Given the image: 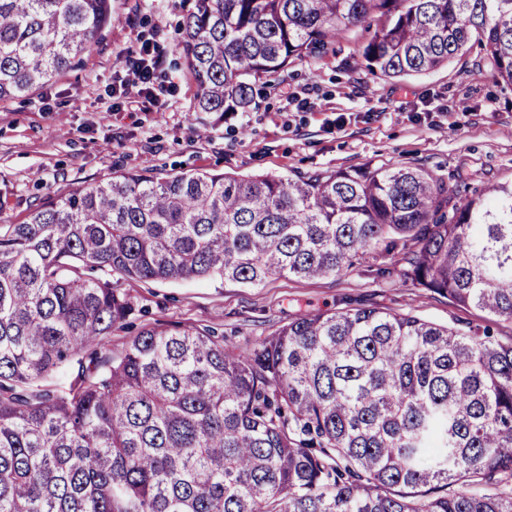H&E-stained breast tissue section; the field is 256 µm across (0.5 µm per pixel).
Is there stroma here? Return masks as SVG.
<instances>
[{"mask_svg": "<svg viewBox=\"0 0 512 512\" xmlns=\"http://www.w3.org/2000/svg\"><path fill=\"white\" fill-rule=\"evenodd\" d=\"M194 0H112L101 45L57 81L0 102V222L19 224L48 196L136 171L156 179L205 168L309 177L322 171L414 165L480 192L512 182V87L489 75L480 47L405 80L358 58L369 34L355 27L322 57L294 60L256 80L248 112L226 120L193 109L196 86L180 56ZM163 60L152 92L121 94L131 50ZM398 258L356 263L319 280L273 277L243 288L220 280L119 281L138 310L115 331L121 350L145 326L191 325L241 350L306 315L348 306L490 328L512 325L401 281Z\"/></svg>", "mask_w": 512, "mask_h": 512, "instance_id": "obj_1", "label": "stroma"}]
</instances>
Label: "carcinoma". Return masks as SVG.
<instances>
[{"instance_id":"carcinoma-1","label":"carcinoma","mask_w":512,"mask_h":512,"mask_svg":"<svg viewBox=\"0 0 512 512\" xmlns=\"http://www.w3.org/2000/svg\"><path fill=\"white\" fill-rule=\"evenodd\" d=\"M375 16L372 72L423 75L475 40L512 86V0H195L194 111H247L253 80ZM112 22V0H0V100ZM395 255L403 281L512 324V183L126 172L0 224V512H512V336L350 308L240 351L162 323L112 351L135 310L114 276L257 287Z\"/></svg>"}]
</instances>
